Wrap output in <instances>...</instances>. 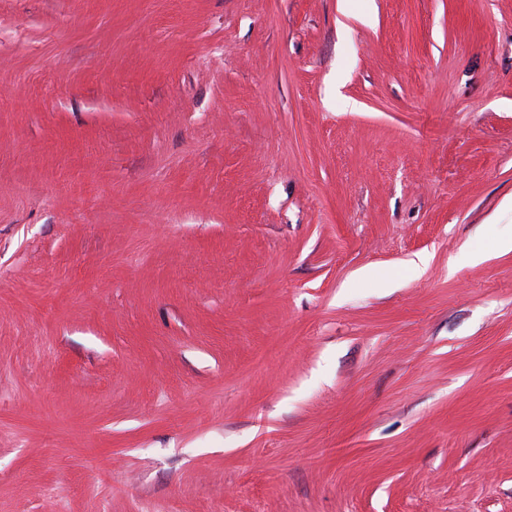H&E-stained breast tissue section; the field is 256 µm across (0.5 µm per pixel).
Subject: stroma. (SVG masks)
<instances>
[{
	"label": "stroma",
	"instance_id": "35a3bbf8",
	"mask_svg": "<svg viewBox=\"0 0 512 512\" xmlns=\"http://www.w3.org/2000/svg\"><path fill=\"white\" fill-rule=\"evenodd\" d=\"M509 231L512 0H0V512H512Z\"/></svg>",
	"mask_w": 512,
	"mask_h": 512
}]
</instances>
